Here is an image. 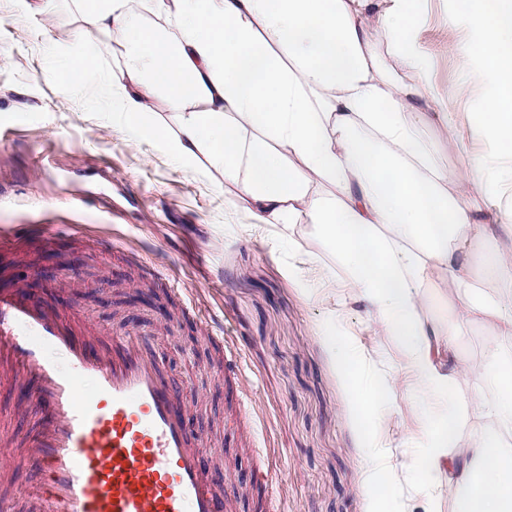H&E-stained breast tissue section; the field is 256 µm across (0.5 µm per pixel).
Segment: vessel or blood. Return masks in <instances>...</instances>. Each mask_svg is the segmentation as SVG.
Instances as JSON below:
<instances>
[{
  "label": "vessel or blood",
  "instance_id": "vessel-or-blood-1",
  "mask_svg": "<svg viewBox=\"0 0 512 512\" xmlns=\"http://www.w3.org/2000/svg\"><path fill=\"white\" fill-rule=\"evenodd\" d=\"M67 310L31 297L21 284L0 288V359L22 372L23 397L41 416V430L19 464H36L45 483L29 498L30 512H224L220 479L201 448L188 408L142 338L125 334L97 350L68 321ZM224 377L237 382L239 412L227 427L257 433L251 392L241 386V353L223 337ZM65 356L61 372L48 351ZM95 382L93 393L80 387ZM264 488L259 512H281L271 465L254 466Z\"/></svg>",
  "mask_w": 512,
  "mask_h": 512
}]
</instances>
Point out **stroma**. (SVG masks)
Here are the masks:
<instances>
[{
    "instance_id": "obj_1",
    "label": "stroma",
    "mask_w": 512,
    "mask_h": 512,
    "mask_svg": "<svg viewBox=\"0 0 512 512\" xmlns=\"http://www.w3.org/2000/svg\"><path fill=\"white\" fill-rule=\"evenodd\" d=\"M461 0H419L412 36L430 63L424 96L447 95L462 73L452 44L474 37ZM93 57L97 81L69 87L53 73L72 52ZM123 64L108 34L87 25L79 0H0V228L32 234L23 255L0 253V267L30 293L52 290L75 309L98 348L126 331L146 339L169 377L184 388L192 425L212 469L224 477L228 512H251L250 447L224 431L232 405L215 336L243 354L262 428L254 447L271 449L284 512H374L393 472H408L411 451L393 449L395 471L368 467L371 445L421 430L412 403L393 400L383 419L351 406L335 342L355 346L375 381L402 372L398 344L365 328L351 305L335 333L325 328L343 276L306 216L291 234L254 224L241 189L199 159L175 165L158 143L130 140L115 114L112 75ZM447 131L423 128L436 160L472 175L489 145L473 133L469 101L448 105ZM454 323L462 355L486 360L492 331L461 321L455 304H426ZM38 417L0 361V433L16 451L32 444ZM43 472L0 467V500L24 512Z\"/></svg>"
}]
</instances>
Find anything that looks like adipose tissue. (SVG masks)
<instances>
[{"label":"adipose tissue","instance_id":"1","mask_svg":"<svg viewBox=\"0 0 512 512\" xmlns=\"http://www.w3.org/2000/svg\"><path fill=\"white\" fill-rule=\"evenodd\" d=\"M464 2L478 34L450 49L463 75L453 94L488 87L474 132L493 150L461 180L433 163L421 136L429 62L407 24L416 0H150L159 31L127 0H81L87 24L127 47L112 83L128 135L165 144L179 163L207 157L242 185L256 224L287 229L307 216L344 271L347 301L397 341L403 378L374 384L356 350L340 359L358 411L385 409L400 391L416 407L422 429L397 445L412 451L423 512L443 483L462 495V512H512V356L500 347L512 338V250L501 246L512 241V207L477 216L460 203L512 180L500 152L512 146V0ZM381 51L395 68L378 65ZM158 88L174 130L148 110ZM430 286L435 302L456 296L465 320L493 331L482 385L463 407L454 389L470 365L454 328L423 316ZM462 408L471 431L461 448Z\"/></svg>","mask_w":512,"mask_h":512}]
</instances>
